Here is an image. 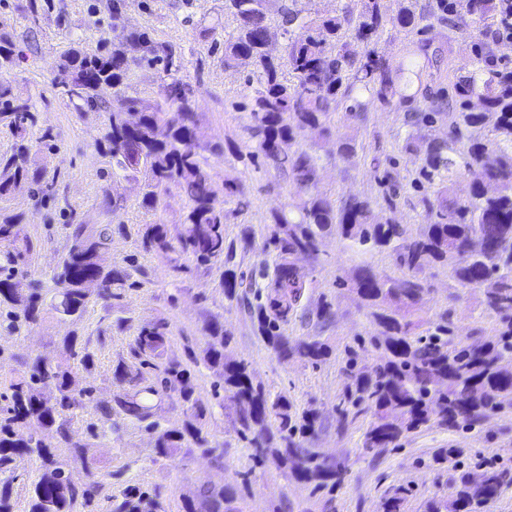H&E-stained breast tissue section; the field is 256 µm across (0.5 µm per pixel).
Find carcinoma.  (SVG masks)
Here are the masks:
<instances>
[{
  "label": "carcinoma",
  "instance_id": "carcinoma-1",
  "mask_svg": "<svg viewBox=\"0 0 512 512\" xmlns=\"http://www.w3.org/2000/svg\"><path fill=\"white\" fill-rule=\"evenodd\" d=\"M224 9L237 22L236 36L224 42V67L252 66L258 82L244 125L251 150L229 149L243 163L263 159L293 184L297 196L292 210L270 215L263 248L273 254V267L249 276L237 274L231 262L237 248L253 247L254 237L245 226L237 240H227L229 211L218 204L220 189L201 161L203 152H217L221 146L197 140L201 115L180 76L183 62L148 32L128 30L117 3L112 4V49H73L66 57L79 88L64 86L59 94L105 113L103 148L112 166L144 178V200L151 207L172 189L185 200L179 223L143 225V249L165 259L176 272L187 260L206 271L224 269L225 298L247 308L261 341L280 360L311 365L326 359L331 348L316 336L288 333L292 324L308 317L304 300L311 285L306 272L291 265V257L316 256L333 225L360 252L390 249L396 265L406 270L403 277L382 279L362 265L340 280L365 302L376 328L369 344L378 355L377 366L370 373L355 368L354 351L348 350L352 370L336 406L345 419L369 417L361 440L367 454L381 455L423 427L470 428L512 408V374L502 365L512 358V69L494 65L498 40L487 30V21L512 14V0H434L419 10L406 0L395 14L387 13L382 0H351L335 14L315 20L283 8L280 58L266 51L275 35L269 0H224ZM432 19L480 25V49L464 65L465 74L432 95L428 111L405 113L401 151L419 157L415 187L431 189L419 199L425 227L408 237L401 225L376 221L369 199L349 196L336 202L317 191L319 157L291 147L306 130L332 137L328 117L343 101H355L346 107L345 119L364 120L369 102L359 93L386 103L399 84L409 86L420 78L423 68L433 64L423 47L394 70L377 44L390 26L419 33ZM144 65L161 73L157 99L126 96L114 109L99 98L101 86L119 91L132 68ZM36 123L31 100L17 96L1 80L0 126L9 130L13 145L0 154V200L25 188L44 198L55 194L54 183L30 164L29 136ZM462 175L468 178L464 197L455 191ZM379 185L388 208H394L399 185L391 171H385ZM66 226L69 245L53 272L59 290L47 304L36 282L18 276L30 260L33 242L21 220L0 208V308L11 327L35 324L49 313L82 317L90 282L98 284L97 298L113 308L122 306L128 290L137 286L128 267L99 262L123 225L104 224L91 231L71 213ZM448 261L457 287L481 290L483 309L498 319L496 341L478 344L457 336L449 317L437 323L423 317L429 293L425 272ZM204 332L201 360L224 382L218 406L231 411L237 433L253 449V460L263 464L270 458L313 491L334 495L344 472L306 446L317 431L318 411L300 412L288 395H274L254 383L247 363L231 355L224 325L211 320ZM170 334L163 318L137 329L128 358L114 370V378L127 389L114 395L112 407L102 410L100 424H92L90 431L116 432L112 417L118 416L152 434L160 459L195 446L221 465L224 449L209 446L204 420L210 408L194 398L190 369L165 358ZM91 362L86 345L66 337L57 362L38 359L10 381V404L0 408V472L18 458L39 459L40 470L29 489L30 512H97L98 482L76 484L67 475L72 462L84 459L80 444L72 441L67 415L92 393L75 392V370H87ZM175 399L190 415L180 428L163 427L157 411ZM43 431L56 433L74 454L60 458L39 438ZM465 454L464 448L434 451L431 467L441 469L451 457L458 464L448 479V494L427 501L424 512H484L504 487L512 486V470L494 460L466 468L461 461ZM406 496L404 486L390 487L381 497V512H405ZM240 499L238 486L206 487L187 501L185 512H242ZM153 503L145 492L125 490L121 498L111 499V512H150Z\"/></svg>",
  "mask_w": 512,
  "mask_h": 512
}]
</instances>
